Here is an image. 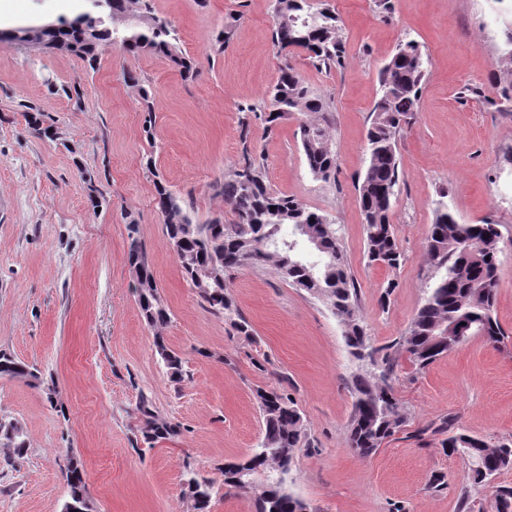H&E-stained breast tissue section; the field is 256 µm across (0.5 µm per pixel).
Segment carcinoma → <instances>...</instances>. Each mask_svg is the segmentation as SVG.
Listing matches in <instances>:
<instances>
[{"instance_id": "obj_1", "label": "carcinoma", "mask_w": 512, "mask_h": 512, "mask_svg": "<svg viewBox=\"0 0 512 512\" xmlns=\"http://www.w3.org/2000/svg\"><path fill=\"white\" fill-rule=\"evenodd\" d=\"M273 15L272 41L280 50L303 51L309 64L318 70L342 65L344 47L338 36L335 11L318 6V0H273ZM30 43L39 51L70 53L91 69L99 49L111 46L128 54L149 51L163 56L186 79L196 74V64L177 46L171 24L153 14L148 0H112L110 28L87 13L69 22L41 23ZM506 45L509 49L500 60V72L494 74L492 86L498 98L512 101V26L506 32ZM426 72L427 59L414 40L399 44L396 53L379 70L381 94L372 107L366 133L368 164L356 186L368 260L389 269L399 267L402 259L389 195L402 175L398 142L419 112ZM126 81L138 94L146 113L143 132L150 138L154 108L149 92L138 75L129 72ZM242 111L252 114L269 132L296 115L314 116L298 125L302 153L314 178L328 182L334 177L336 156L327 134L331 125L330 102L310 88L296 67H280L278 80L266 97ZM26 118L35 133L49 134L47 114L32 108ZM215 192L224 197V204L236 217L234 223L226 224L220 217L205 224L194 223L163 182H155L156 207L168 241L179 246L183 273L199 289V296L210 309L228 318L243 336L252 335V329L239 313L226 284V277L236 269L271 262L283 280L323 300L340 322L350 353L369 362V367L353 377L354 404L347 440L357 455L370 457L385 440L400 431L405 417L392 384L394 360L390 347L370 345L359 315L358 289L346 266L339 228L319 211L273 191L266 183L264 169L247 151L243 162L215 185ZM285 225L292 228V238L288 240L281 236ZM300 240L316 247L318 261L310 262L299 252ZM504 248L497 224H463L448 208L437 209L426 243L436 281L405 335L393 347L424 369L462 345V341L450 336L453 325L470 326L475 335L494 347L503 343L506 332L494 315V304ZM127 257L135 272L143 320L151 328L168 324L169 312L159 296L142 245L134 237ZM202 268L211 273L204 288L196 282V273ZM155 350L170 378L181 379L180 354L161 336L155 338ZM0 376L23 379L33 373L25 363L0 353ZM256 397L263 421L261 441L244 460L224 465V486L252 490L255 474L262 472L266 477L254 500L255 512H307L308 504L289 488L294 457L307 445L302 413L284 393L260 388ZM139 411L145 417V440L157 442L179 433L177 426L156 417L147 400L140 401ZM435 432L448 434L442 441L447 453L455 454L465 446L478 460L476 466L469 467V479L477 486L512 469V444L508 442L491 446L478 437L459 432L453 417L443 419ZM4 436L14 453L22 456L26 448L22 428L11 424L5 428ZM62 473L69 488V499L62 512H82L88 495L80 460L67 457ZM184 481L195 512H209V482L191 470L186 471ZM491 503L493 512H512V487L492 491Z\"/></svg>"}]
</instances>
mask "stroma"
<instances>
[{"label":"stroma","mask_w":512,"mask_h":512,"mask_svg":"<svg viewBox=\"0 0 512 512\" xmlns=\"http://www.w3.org/2000/svg\"><path fill=\"white\" fill-rule=\"evenodd\" d=\"M338 17L344 63L311 67L303 52L271 40L272 0H149L176 30L198 70L186 79L165 57L102 49L95 69L76 57L0 44V351L34 369L32 379L0 377V423L19 424L26 448L0 440V512H59L68 498L66 456L84 467L94 512H194L184 474L212 484L210 512H254V497L224 486L225 462L247 456L263 423L257 389L275 388L299 406L309 442L291 472L311 512H473L493 486H512V470L488 485L443 452L434 429L448 416L459 430L497 445L512 440V250L500 259L495 314L501 347L470 337L427 368L399 354L393 385L406 419L368 458L346 444L358 363L327 304L290 286L274 268L235 272L228 291L252 327L239 335L184 277L155 203L156 180L183 201L194 222L228 214L213 186L250 145L276 192L320 210L342 229L359 313L373 346L397 341L432 281L425 246L438 203L465 224L490 220L512 238V108L473 95L489 88L504 53L512 0H328ZM87 0H14L11 25L73 19ZM231 38L212 50L222 31ZM417 41L430 60L421 107L399 144L404 178L392 200L403 261L369 264L355 186L368 163L365 135L379 93L378 72L399 43ZM331 100L334 181L312 177L296 119L266 132L242 109L261 101L283 62ZM137 73L150 90L153 133L123 78ZM80 85L82 110L65 87ZM50 116L49 139L25 120L26 106ZM104 201L93 208L90 188ZM139 239L170 321L166 343L181 352L172 382L143 321L127 263ZM396 287L382 299L387 282ZM148 399L179 433L144 441L137 410ZM445 477L429 486L431 475Z\"/></svg>","instance_id":"1"}]
</instances>
